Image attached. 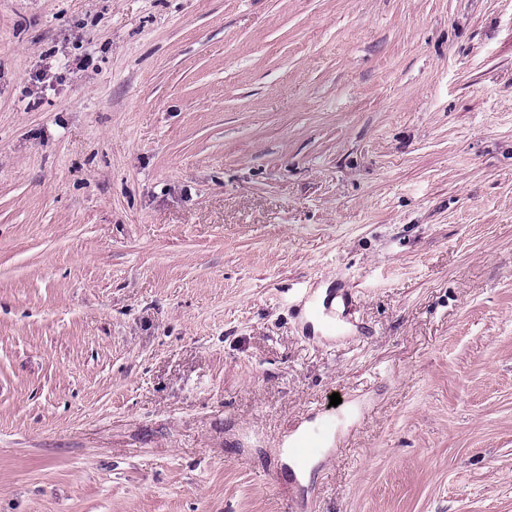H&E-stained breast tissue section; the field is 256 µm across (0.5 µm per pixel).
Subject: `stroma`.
<instances>
[{
	"label": "stroma",
	"mask_w": 512,
	"mask_h": 512,
	"mask_svg": "<svg viewBox=\"0 0 512 512\" xmlns=\"http://www.w3.org/2000/svg\"><path fill=\"white\" fill-rule=\"evenodd\" d=\"M0 512H512V0H0ZM325 434V429H315L304 433L305 442L292 449V452L301 463H306L311 456L319 451Z\"/></svg>",
	"instance_id": "obj_1"
}]
</instances>
